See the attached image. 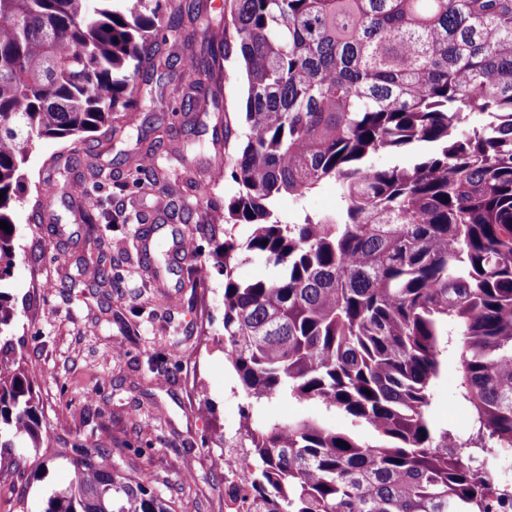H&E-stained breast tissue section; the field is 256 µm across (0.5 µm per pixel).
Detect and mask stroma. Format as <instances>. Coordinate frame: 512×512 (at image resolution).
<instances>
[{
	"mask_svg": "<svg viewBox=\"0 0 512 512\" xmlns=\"http://www.w3.org/2000/svg\"><path fill=\"white\" fill-rule=\"evenodd\" d=\"M174 46L158 40L143 66L141 89L153 104L119 140L88 132L79 140L46 138L33 151L31 181L16 206L19 260L6 280L17 316L12 339L37 371L36 391L50 438L71 434L101 443L114 460L134 461L176 512H227L223 439L240 430L248 402L224 360V201L237 188L212 178L224 165V113L240 111L244 81L227 64L220 106L187 110L165 93L179 82L202 100L211 80L183 74L164 61ZM164 130L160 163L192 170L194 191L171 192L158 181L146 193L129 188L125 157L142 137ZM79 184L112 199L122 214L139 210L144 223L113 225L88 235ZM192 239L195 253L177 259L171 248ZM118 279L101 283L102 260ZM458 372L448 355L433 385L432 419L448 426ZM70 475L65 459L36 482L0 470V512H39L43 498Z\"/></svg>",
	"mask_w": 512,
	"mask_h": 512,
	"instance_id": "obj_1",
	"label": "stroma"
}]
</instances>
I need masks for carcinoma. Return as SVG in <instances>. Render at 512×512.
I'll return each mask as SVG.
<instances>
[{"instance_id":"carcinoma-1","label":"carcinoma","mask_w":512,"mask_h":512,"mask_svg":"<svg viewBox=\"0 0 512 512\" xmlns=\"http://www.w3.org/2000/svg\"><path fill=\"white\" fill-rule=\"evenodd\" d=\"M188 74L237 62L244 119L224 112V223L279 270L238 280L224 242V360L251 405L313 401L348 419L245 423L251 482L230 512H512V0H0V464L54 457L1 282L36 142L131 125L152 36L184 23ZM245 131L232 138L233 125ZM156 138L126 158L158 180ZM419 150L411 167L371 158ZM336 185L331 214L285 221L275 201ZM85 222L105 204L82 191ZM453 347L466 434L429 422ZM365 428L371 439H361ZM67 486L40 512H175L151 475L63 441Z\"/></svg>"}]
</instances>
